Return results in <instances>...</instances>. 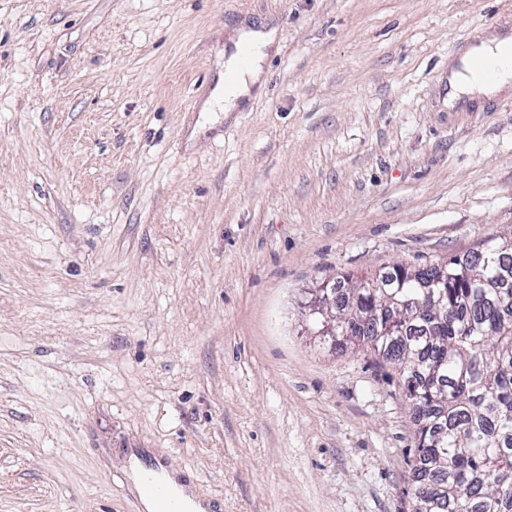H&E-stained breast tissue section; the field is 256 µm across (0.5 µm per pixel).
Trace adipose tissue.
<instances>
[{
    "label": "adipose tissue",
    "instance_id": "ef3b65f1",
    "mask_svg": "<svg viewBox=\"0 0 512 512\" xmlns=\"http://www.w3.org/2000/svg\"><path fill=\"white\" fill-rule=\"evenodd\" d=\"M232 48L224 62V75L203 104L204 111L223 109L238 112L250 100L255 88L263 84L262 62L274 51L277 30L272 26L260 28L242 27L230 39ZM253 52L250 66L239 69L238 54L241 50ZM487 56L501 61L500 74L495 82L484 83L469 76V64L474 57ZM448 105L459 104L480 98H495L512 91V35L492 32L476 37L461 56L448 63Z\"/></svg>",
    "mask_w": 512,
    "mask_h": 512
}]
</instances>
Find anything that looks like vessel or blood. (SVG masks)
Here are the masks:
<instances>
[{
    "label": "vessel or blood",
    "mask_w": 512,
    "mask_h": 512,
    "mask_svg": "<svg viewBox=\"0 0 512 512\" xmlns=\"http://www.w3.org/2000/svg\"><path fill=\"white\" fill-rule=\"evenodd\" d=\"M172 471L168 459L145 457L142 465L128 469V479L136 480L151 504L150 512H193V500L170 477Z\"/></svg>",
    "instance_id": "vessel-or-blood-1"
}]
</instances>
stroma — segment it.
<instances>
[{"label": "stroma", "mask_w": 512, "mask_h": 512, "mask_svg": "<svg viewBox=\"0 0 512 512\" xmlns=\"http://www.w3.org/2000/svg\"><path fill=\"white\" fill-rule=\"evenodd\" d=\"M279 46L201 111L233 29ZM512 0H0V512H136L126 452L211 512H411L396 369L308 290L512 233V95L448 61Z\"/></svg>", "instance_id": "35a3bbf8"}]
</instances>
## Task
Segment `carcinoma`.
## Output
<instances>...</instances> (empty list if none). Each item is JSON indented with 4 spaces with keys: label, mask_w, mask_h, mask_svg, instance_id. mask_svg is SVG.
Masks as SVG:
<instances>
[{
    "label": "carcinoma",
    "mask_w": 512,
    "mask_h": 512,
    "mask_svg": "<svg viewBox=\"0 0 512 512\" xmlns=\"http://www.w3.org/2000/svg\"><path fill=\"white\" fill-rule=\"evenodd\" d=\"M382 288H336V347L396 367L414 422L411 512H512V240L423 265L379 269ZM433 288L447 309L426 325L401 302Z\"/></svg>",
    "instance_id": "1"
}]
</instances>
